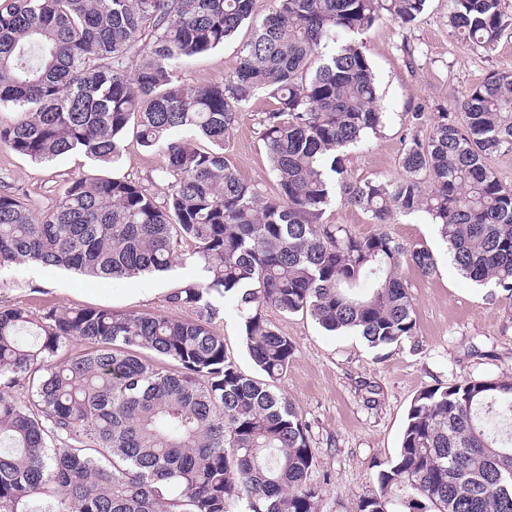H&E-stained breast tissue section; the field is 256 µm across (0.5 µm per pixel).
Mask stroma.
<instances>
[{
    "label": "stroma",
    "instance_id": "obj_1",
    "mask_svg": "<svg viewBox=\"0 0 512 512\" xmlns=\"http://www.w3.org/2000/svg\"><path fill=\"white\" fill-rule=\"evenodd\" d=\"M253 28L243 25L223 46L191 58L180 80L204 86L235 70ZM385 117L380 131L349 148L344 176L362 181L402 175L401 158L412 138H425L438 110L454 112L463 93L493 72H512V28L491 50L462 43L448 26V0H426L421 14L402 25L383 18L363 35ZM274 106L263 90L242 107L224 154L238 175L272 193L261 119ZM160 151L127 135L118 169L98 165L80 153L39 163L0 145V192L16 194L36 216L52 210L71 179L119 172L141 182L162 164ZM387 232L408 247L432 251L437 266L429 275L407 272L414 298L413 336L375 351L354 333H329L308 315L267 317L295 345L278 390L305 420L315 450L310 473L322 489L318 512H353L359 497L372 492L378 467L401 444L410 404L427 387L466 378L512 376V295L463 277L448 256L440 228L423 212L402 216ZM197 274L191 256L150 278L91 280L74 271L37 264L0 266V307H22L40 315L50 306L106 307L130 314H170L167 296ZM235 303L225 300L213 328L247 374L255 369L240 332ZM377 396L369 398L367 386Z\"/></svg>",
    "mask_w": 512,
    "mask_h": 512
}]
</instances>
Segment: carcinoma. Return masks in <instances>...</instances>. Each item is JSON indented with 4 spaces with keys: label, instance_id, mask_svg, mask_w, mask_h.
I'll return each mask as SVG.
<instances>
[{
    "label": "carcinoma",
    "instance_id": "cac0c4a2",
    "mask_svg": "<svg viewBox=\"0 0 512 512\" xmlns=\"http://www.w3.org/2000/svg\"><path fill=\"white\" fill-rule=\"evenodd\" d=\"M451 3L452 33L469 45L492 49L509 26L501 0ZM252 5L0 0V105L20 114L0 126V145L115 166L131 130L164 158L159 194L125 176L77 179L36 218L0 193V265L133 278L169 270L190 241L199 271L167 297L194 319L0 307V512H318L308 426L274 390L295 346L265 310L382 349L415 330L402 267L429 275L436 264L383 231L325 223L336 188L373 224L427 213L460 274L512 294V188L487 167L512 151V73L457 100L462 119L439 113L406 148L403 175L351 183L345 149L384 118L358 36L383 17L414 21L425 0H272L224 80H178L183 61L251 22ZM259 89L275 99L261 120L268 195L224 157ZM229 296L260 378L213 330ZM74 341L91 349L58 360ZM376 484L355 512H512V377L422 390Z\"/></svg>",
    "mask_w": 512,
    "mask_h": 512
}]
</instances>
